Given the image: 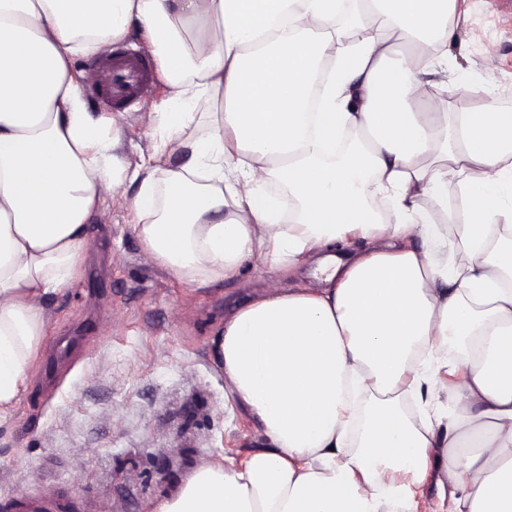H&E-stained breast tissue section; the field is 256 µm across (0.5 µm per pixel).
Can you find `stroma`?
Masks as SVG:
<instances>
[{"instance_id": "35a3bbf8", "label": "stroma", "mask_w": 512, "mask_h": 512, "mask_svg": "<svg viewBox=\"0 0 512 512\" xmlns=\"http://www.w3.org/2000/svg\"><path fill=\"white\" fill-rule=\"evenodd\" d=\"M460 25L448 66L431 74L448 108H512V0H457ZM167 96L161 78L124 107L130 159L149 152L145 111ZM81 274L48 312L41 353L78 337L46 380L35 363L14 412L0 421V500L26 512L21 493L55 496L69 512H151L205 458H244L263 447L247 411L224 396L210 342L239 305L267 284L251 265L224 282L191 288L147 264L119 201L92 227Z\"/></svg>"}]
</instances>
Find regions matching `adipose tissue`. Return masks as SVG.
<instances>
[{
  "instance_id": "obj_1",
  "label": "adipose tissue",
  "mask_w": 512,
  "mask_h": 512,
  "mask_svg": "<svg viewBox=\"0 0 512 512\" xmlns=\"http://www.w3.org/2000/svg\"><path fill=\"white\" fill-rule=\"evenodd\" d=\"M361 2L355 40L342 0H0V418L121 186L180 282L268 276L213 339L266 445L204 460L152 512H418L432 474L447 512H512V109L452 112L428 81L456 0ZM134 31L180 106L147 113L135 164L73 66ZM452 185L462 265L436 222ZM339 241L363 249L323 287L285 285Z\"/></svg>"
}]
</instances>
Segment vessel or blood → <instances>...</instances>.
Here are the masks:
<instances>
[{
  "label": "vessel or blood",
  "instance_id": "vessel-or-blood-1",
  "mask_svg": "<svg viewBox=\"0 0 512 512\" xmlns=\"http://www.w3.org/2000/svg\"><path fill=\"white\" fill-rule=\"evenodd\" d=\"M105 80L92 94L95 100L115 105H131L145 97L152 79L149 59L126 47L111 52L98 63Z\"/></svg>",
  "mask_w": 512,
  "mask_h": 512
}]
</instances>
